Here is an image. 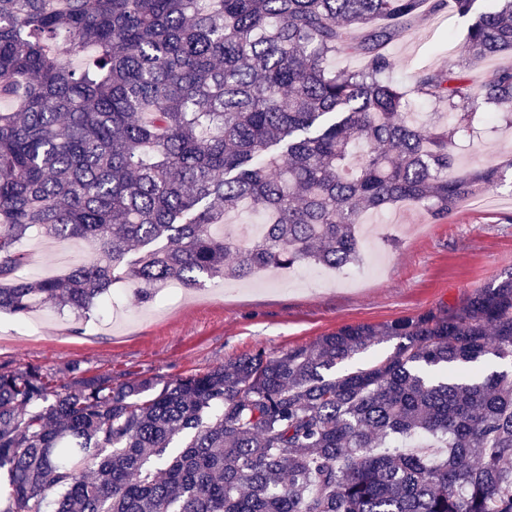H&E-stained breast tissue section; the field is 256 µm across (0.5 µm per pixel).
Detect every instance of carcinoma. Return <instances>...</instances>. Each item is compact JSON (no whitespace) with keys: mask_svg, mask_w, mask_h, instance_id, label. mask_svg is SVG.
Returning <instances> with one entry per match:
<instances>
[{"mask_svg":"<svg viewBox=\"0 0 512 512\" xmlns=\"http://www.w3.org/2000/svg\"><path fill=\"white\" fill-rule=\"evenodd\" d=\"M492 2L467 59L414 75L450 117L426 128L405 119L387 47L443 0H0V99L15 103L0 110V311L85 312L121 278L149 300L341 270L359 262L362 213L453 214L503 174L460 171L455 154L475 119L512 125V68L476 85L462 72L512 53V0ZM344 52L365 68L330 71ZM240 210L259 238L212 233ZM35 230L94 256L30 280ZM412 433L448 455L373 451ZM0 472V512H512V270L447 312L163 383L0 368ZM395 344V341L391 342H381V343H375L374 345H371L364 351L360 352L356 356H354L351 360L346 361L342 364H339L336 366V373L341 372L345 369L352 368V367H361L364 365H367L371 363L372 361L376 360L377 358L381 357L382 355L389 352L393 345Z\"/></svg>","mask_w":512,"mask_h":512,"instance_id":"cac0c4a2","label":"carcinoma"}]
</instances>
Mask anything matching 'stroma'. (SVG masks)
<instances>
[{
  "label": "stroma",
  "instance_id": "stroma-1",
  "mask_svg": "<svg viewBox=\"0 0 512 512\" xmlns=\"http://www.w3.org/2000/svg\"><path fill=\"white\" fill-rule=\"evenodd\" d=\"M471 22L449 0L423 12L388 46L391 78L406 85L420 71L466 57ZM510 157L512 128L502 126L467 141L458 168ZM361 224L378 230L367 234L359 264L323 268L314 279L296 266L245 282L214 280L188 289L163 316L122 280L112 287L124 304L117 322L99 305L80 315L37 309L33 329L0 313V366L39 365L64 381L76 368L116 384L133 377L168 381L258 350L279 356L344 325L447 311L512 269V170L497 189L465 200L445 220L399 205L364 215Z\"/></svg>",
  "mask_w": 512,
  "mask_h": 512
}]
</instances>
